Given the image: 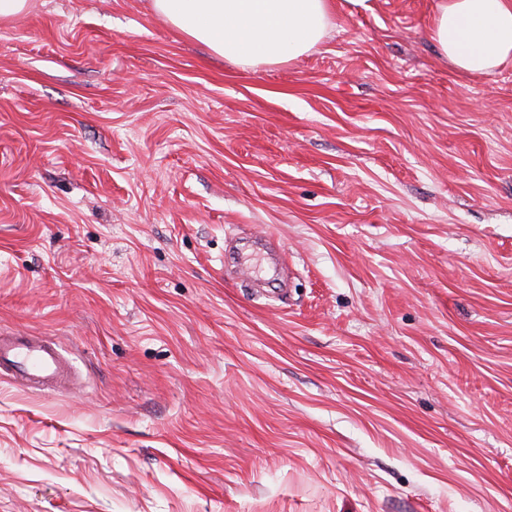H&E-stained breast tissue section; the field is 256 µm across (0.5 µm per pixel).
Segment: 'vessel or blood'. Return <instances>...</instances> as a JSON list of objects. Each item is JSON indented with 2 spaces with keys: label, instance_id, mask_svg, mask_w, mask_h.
<instances>
[{
  "label": "vessel or blood",
  "instance_id": "vessel-or-blood-1",
  "mask_svg": "<svg viewBox=\"0 0 512 512\" xmlns=\"http://www.w3.org/2000/svg\"><path fill=\"white\" fill-rule=\"evenodd\" d=\"M0 373L40 391L67 383L71 376L70 364L60 349L37 336L0 335Z\"/></svg>",
  "mask_w": 512,
  "mask_h": 512
}]
</instances>
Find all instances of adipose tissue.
<instances>
[{
  "label": "adipose tissue",
  "mask_w": 512,
  "mask_h": 512,
  "mask_svg": "<svg viewBox=\"0 0 512 512\" xmlns=\"http://www.w3.org/2000/svg\"><path fill=\"white\" fill-rule=\"evenodd\" d=\"M152 7L181 33L243 65L299 58L331 21L330 0H152ZM432 39L461 73L489 74L512 62V0H440Z\"/></svg>",
  "instance_id": "1"
}]
</instances>
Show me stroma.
<instances>
[{"instance_id": "35a3bbf8", "label": "stroma", "mask_w": 512, "mask_h": 512, "mask_svg": "<svg viewBox=\"0 0 512 512\" xmlns=\"http://www.w3.org/2000/svg\"><path fill=\"white\" fill-rule=\"evenodd\" d=\"M331 0L244 66L151 0L0 23V512H512V64ZM0 373H7L32 390L69 382L67 358L52 342L37 336L0 335Z\"/></svg>"}]
</instances>
